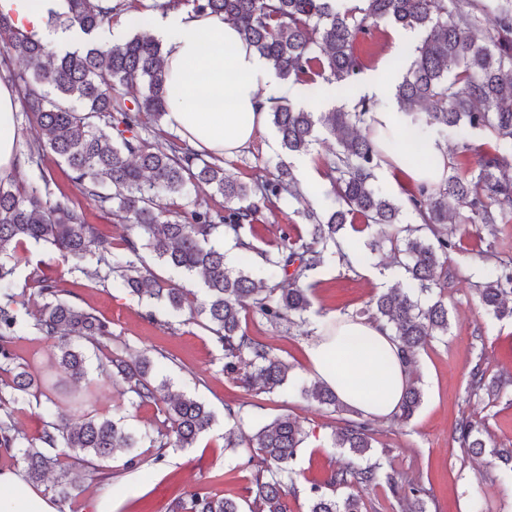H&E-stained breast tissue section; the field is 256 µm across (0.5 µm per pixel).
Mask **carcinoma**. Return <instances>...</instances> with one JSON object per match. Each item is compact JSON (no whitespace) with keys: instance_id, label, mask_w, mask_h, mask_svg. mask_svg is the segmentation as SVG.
<instances>
[{"instance_id":"1","label":"carcinoma","mask_w":512,"mask_h":512,"mask_svg":"<svg viewBox=\"0 0 512 512\" xmlns=\"http://www.w3.org/2000/svg\"><path fill=\"white\" fill-rule=\"evenodd\" d=\"M182 4L197 12L234 23L243 40L265 57L282 80L307 82L330 94L346 93L367 68L354 49L359 34L371 23L389 22L423 33L414 49L394 99L402 116L419 138H434L455 130L485 133L486 141L467 151L476 155V169L453 156L444 160L442 180L422 182L396 200L376 186L381 151L373 123L377 103L363 97L329 112H313L282 98L268 118L275 128L283 157L267 171L245 183L230 175L216 158H207L182 140L168 147L154 146L141 132L158 126L167 114L169 91L165 83L164 53L158 40L134 33L123 43H101L94 36L112 17L128 9L127 0H63V11L48 10L46 23L55 29L73 28L85 40L81 49L61 54L15 25L13 12L0 9V70L16 82L22 112L41 133L27 155L39 163L54 154L70 172L80 194L101 211L126 225L119 246L99 235L62 194L52 197L51 176L43 185L24 187L0 178V450L20 456L24 478L40 485L51 474L68 477L80 469L95 480L105 475L104 464L122 450L127 467L140 463L144 436L119 422L92 413L72 423L30 373L14 362L13 344L32 328L51 341L73 380L88 377L83 351L73 345L91 338L107 346L112 331L92 311L65 298L67 290L45 276L34 275L36 294L43 305L23 320L18 306L25 292L13 288L16 267L28 262L29 243L46 245L63 258L78 262L112 259L115 282L147 307L163 305L188 319L202 317L214 341L224 350V371L245 387L262 392H300L334 411L344 404L327 386L308 385L288 376L289 366L248 334L242 322L253 313L272 325L306 322L316 287L314 275L330 260L352 268V260L368 261L381 251L383 241L359 240L344 234L359 219L365 226L395 227L389 239L404 281L377 293L368 309V321L392 331L407 380L396 415L408 421L423 400L413 368L420 352L448 335V306L441 294L439 271L448 251L457 246L452 224H512V0H501L496 25L481 26L485 11L481 0H361L348 7L345 0H165L152 9L168 11ZM27 63L16 74L10 64ZM329 134L336 149L323 159L324 177L339 208L320 213L309 207L290 172L287 158L310 152ZM203 183L224 197V210L164 209L159 201L187 199ZM296 201L303 227L283 231L273 252H258L253 244L254 221L262 209ZM416 223L402 222L403 214ZM240 250L238 265L226 263L224 239ZM146 249L163 265L186 275H198L203 296L176 288L148 267L129 259ZM483 308L497 319L512 318V268L494 265L484 272L478 289ZM100 374L121 386L131 403H163L171 429L165 439H150L157 457L168 447H189L209 429L212 413L198 400L172 392L170 381L159 377L153 361L142 356L128 361L108 355L98 364ZM487 389L482 360L469 372L468 390L477 395ZM45 398L52 419L38 442L17 428L15 410L29 400ZM372 419L351 411L331 436L354 461L330 473L309 490L308 512H368L364 494L385 489L394 512H429L432 488L419 480H406L372 455ZM454 442L467 454L486 448L483 432L462 419L454 429ZM303 443L295 418L283 414L261 424L248 437L255 449V474L246 487L248 497L233 489L218 497L205 488L174 503L171 512H288L285 497L293 485L292 463ZM503 467L502 484L512 485V448L497 451ZM344 495H338V491Z\"/></svg>"}]
</instances>
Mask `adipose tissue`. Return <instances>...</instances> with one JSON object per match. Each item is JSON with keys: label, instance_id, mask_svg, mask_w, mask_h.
Here are the masks:
<instances>
[{"label": "adipose tissue", "instance_id": "ef3b65f1", "mask_svg": "<svg viewBox=\"0 0 512 512\" xmlns=\"http://www.w3.org/2000/svg\"><path fill=\"white\" fill-rule=\"evenodd\" d=\"M152 35L164 48L165 78L175 93L165 122L196 150L224 158L247 146L267 122L273 99L287 97L317 107L313 88L282 82L268 60L237 27L187 8L154 17ZM19 95L0 79V176L16 164ZM397 108L376 113L392 136L384 158L412 182H440L443 156L397 121ZM311 375L338 399L370 418L392 415L406 374L388 330L359 318L338 321L332 338L307 350ZM0 512H56L53 503L13 471L0 472Z\"/></svg>", "mask_w": 512, "mask_h": 512}]
</instances>
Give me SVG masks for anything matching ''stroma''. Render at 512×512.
Returning <instances> with one entry per match:
<instances>
[{
	"label": "stroma",
	"instance_id": "35a3bbf8",
	"mask_svg": "<svg viewBox=\"0 0 512 512\" xmlns=\"http://www.w3.org/2000/svg\"><path fill=\"white\" fill-rule=\"evenodd\" d=\"M280 152L276 132L269 127L235 157L225 160L224 166L235 178L248 182ZM44 172L53 178V193L66 194L86 222L96 225L106 238L121 240L125 227L84 199L53 154H46L37 166L18 163L11 177L35 185ZM301 222V216L289 206L262 210L254 243L260 250H274L280 231ZM491 263L512 266V224L497 225L492 231H469L449 253L443 300L450 328L447 336L432 342L419 356L415 373L423 389L422 405L409 422L389 417L374 423V454L398 473L429 481L439 512H471L475 499L486 502L488 512H512V488L498 484L500 462L492 453L496 447H512V393L497 396L484 391L475 396L467 388L468 372L478 361L487 379L512 375V319L499 320L488 314L473 290L474 282L480 281L483 269ZM35 268L69 290L72 302L108 322L110 351L126 359L148 356L160 360L162 374L173 390L186 392L215 416L212 428L190 447H169L161 454L152 447L142 448L137 469H126L127 456L119 451L104 481L76 472L61 491L55 478H48L40 490L57 512H169L175 499L202 487L219 496L229 487L245 488L251 478L247 464L251 452L224 445L228 429L224 407L228 404L242 406L246 413L244 434H252L258 424L286 413L307 433L293 463L295 486L287 497L288 512H308L311 485L323 482L332 469L349 461V453L330 445L340 413L297 393L283 396L240 387L225 374L224 352L203 321L186 320L162 306L147 309L113 285L107 265L98 264L97 277L90 278L73 261L44 246L33 248L30 265L18 269L16 288L29 286ZM399 278V268L379 256L352 271L328 264L316 276L305 331L276 327L253 317L246 321L247 331L288 364L292 374L310 379L307 349L313 333L326 322L361 316L372 296ZM13 352L36 380L52 387L56 402L73 420H81L86 411L93 410L124 420L129 428L153 437L166 431L159 405L130 403L97 372H90L89 386H75L55 363L48 342L36 333L16 340ZM463 418L484 431L488 449L481 455L464 454L453 441L455 424Z\"/></svg>",
	"mask_w": 512,
	"mask_h": 512
}]
</instances>
